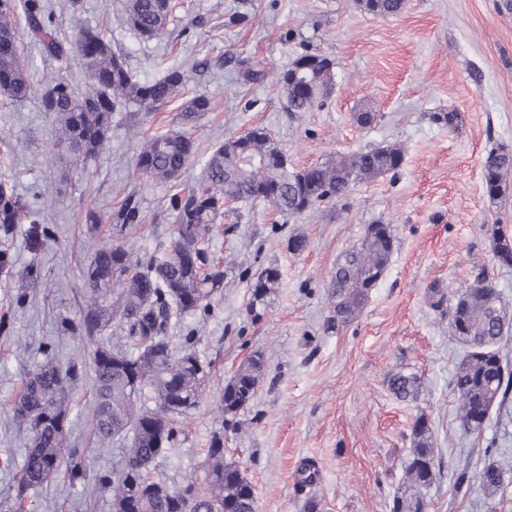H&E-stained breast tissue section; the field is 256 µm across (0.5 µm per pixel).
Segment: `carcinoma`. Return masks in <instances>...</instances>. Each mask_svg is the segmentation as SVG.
<instances>
[{
    "instance_id": "cac0c4a2",
    "label": "carcinoma",
    "mask_w": 512,
    "mask_h": 512,
    "mask_svg": "<svg viewBox=\"0 0 512 512\" xmlns=\"http://www.w3.org/2000/svg\"><path fill=\"white\" fill-rule=\"evenodd\" d=\"M361 2L364 10L385 17L405 6V0ZM169 16V0H126L124 21L143 38L162 34ZM74 28L72 43L56 36L47 0H0V96L19 102L39 94L58 126L57 151L79 161L103 149L113 113L132 107L148 111L168 101L181 92L183 76L171 70L154 82H143L101 29L79 21ZM26 37L61 68L77 53L85 69L84 89L76 90L60 74L34 88L24 58ZM332 68L327 57L308 53L275 73L288 111L311 109L331 80ZM210 110L207 96L189 99L181 113L182 130L155 135L138 147L137 170L156 184L179 177L196 153L193 124ZM402 162V149L389 145L297 170L263 128L215 147L199 183L170 198L178 234L164 253L134 256L121 245H108L82 270L85 302L72 330L93 342L89 363H62L46 349V361L25 378L12 406L14 421L28 432L17 497L61 472L72 480L86 478L84 460L75 450L64 454V448L72 390L87 381L93 389L99 444L129 440L120 463L96 479L110 494L113 512H256L254 488L239 462L224 458L220 434L212 436L196 473L180 485L169 487L151 477L175 447L184 417L200 404L211 376L210 365L191 347L193 332L182 337L179 347L168 335L172 311L206 313L212 297L224 288V270L210 262L208 244L228 202H263L284 216L302 217L323 203L347 199L356 184L394 171ZM511 170V148L499 145L487 152L483 181L490 198L503 195V176ZM25 215L32 213L24 211L13 188L0 180V233L9 234ZM492 238L499 264L512 266V235L497 226ZM393 248L389 225L370 224L361 242L336 260L328 289L336 323L346 324L361 312L386 272ZM278 278L277 269H264L253 285L254 298L263 299ZM448 319L455 337L468 347L449 382L458 403L457 419L464 433L479 436L494 404L502 405L512 395V364L499 350L509 326L487 269L448 306ZM264 373L259 355L240 365L216 401L223 417H235L254 399ZM389 386L401 401H415L421 391L413 374L397 373ZM437 467L431 426L421 414L412 425L405 487L393 497L392 512H426ZM474 479L488 500L504 494L512 483L509 470L488 453Z\"/></svg>"
}]
</instances>
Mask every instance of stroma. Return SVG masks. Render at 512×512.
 Returning <instances> with one entry per match:
<instances>
[{
    "label": "stroma",
    "mask_w": 512,
    "mask_h": 512,
    "mask_svg": "<svg viewBox=\"0 0 512 512\" xmlns=\"http://www.w3.org/2000/svg\"><path fill=\"white\" fill-rule=\"evenodd\" d=\"M59 38L72 35L74 18L102 28L140 79L168 69L184 75L182 92L150 112H117L105 149L71 165L54 152L56 130L38 96L21 103L0 98V155L26 209L54 231L41 242L29 222L16 225L0 248L15 257L0 273V502L10 512H112L96 479L121 457V443L98 447L88 385L73 392L70 445L87 476L60 474L16 500L26 431L11 406L25 377L52 344L57 359L87 357L90 346L66 330L84 302L81 271L103 246L135 254L164 250L177 236L169 199L196 184L202 161L226 139L265 128L291 166L304 168L339 154L391 144L404 152L401 167L356 186L348 200L325 203L312 215L286 218L263 205L228 204L209 241L225 286L208 316H173L171 336L194 330L196 353L210 364V393L190 411L184 439L155 472L168 484L193 474L215 431L224 433L227 457L251 481L256 512H304L308 498L319 512H390L402 485L411 427L426 415L439 451L440 473L428 494L429 512H487L478 488L459 493L464 463H478L485 448L512 469V401L492 409L481 436L464 433L449 386L463 345L452 336L448 306L487 267L512 317V266L493 256L491 230L512 229V192L493 201L485 193L482 161L495 144L512 147V0H407L395 16L371 14L360 0H171L165 34L146 39L123 22L125 0H49ZM316 52L334 62L331 83L306 112L287 111L268 77L246 78L243 61L270 72ZM205 93L212 109L198 118L190 167L168 184L134 169L139 143L178 128L184 102ZM374 113L368 127L360 112ZM455 114L447 122V114ZM138 220L115 221L126 200ZM99 223H91L89 212ZM389 225L394 250L360 315L338 325L327 295L339 256L360 243L368 225ZM303 237L304 251L290 249ZM41 267L44 284L29 286L22 272ZM278 269L276 288L254 301L251 284L265 267ZM25 294L23 306L14 299ZM261 355L265 374L253 401L224 421L216 397L248 356ZM413 374L418 400L401 401L390 377ZM319 480L300 483L306 463Z\"/></svg>",
    "instance_id": "1"
}]
</instances>
